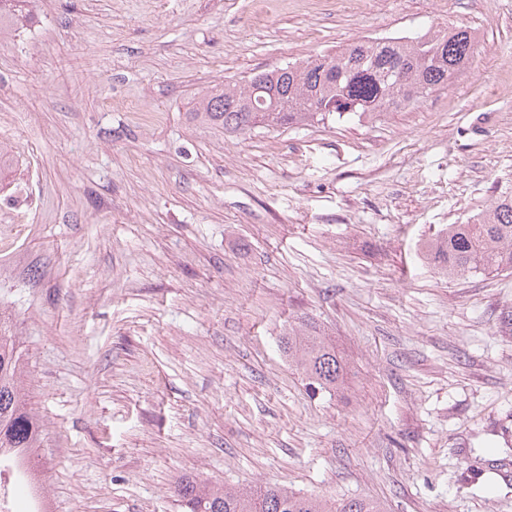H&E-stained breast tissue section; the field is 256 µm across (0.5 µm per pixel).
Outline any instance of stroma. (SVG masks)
Instances as JSON below:
<instances>
[{
    "label": "stroma",
    "instance_id": "1",
    "mask_svg": "<svg viewBox=\"0 0 512 512\" xmlns=\"http://www.w3.org/2000/svg\"><path fill=\"white\" fill-rule=\"evenodd\" d=\"M0 36V314L57 512L279 485L385 512H512V274L423 250L512 187V0H31ZM462 26L419 103L241 135L196 99L367 39ZM106 98L128 109L105 111ZM349 365L311 396L280 340Z\"/></svg>",
    "mask_w": 512,
    "mask_h": 512
}]
</instances>
